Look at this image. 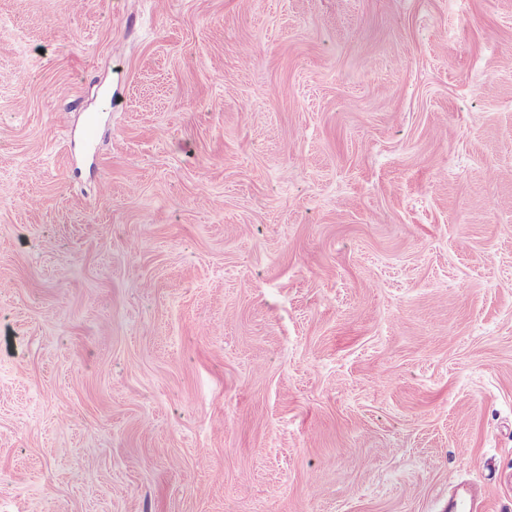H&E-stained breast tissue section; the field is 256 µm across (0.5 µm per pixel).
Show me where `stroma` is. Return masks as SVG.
<instances>
[{
  "label": "stroma",
  "instance_id": "1",
  "mask_svg": "<svg viewBox=\"0 0 512 512\" xmlns=\"http://www.w3.org/2000/svg\"><path fill=\"white\" fill-rule=\"evenodd\" d=\"M0 16V512H512V0Z\"/></svg>",
  "mask_w": 512,
  "mask_h": 512
}]
</instances>
